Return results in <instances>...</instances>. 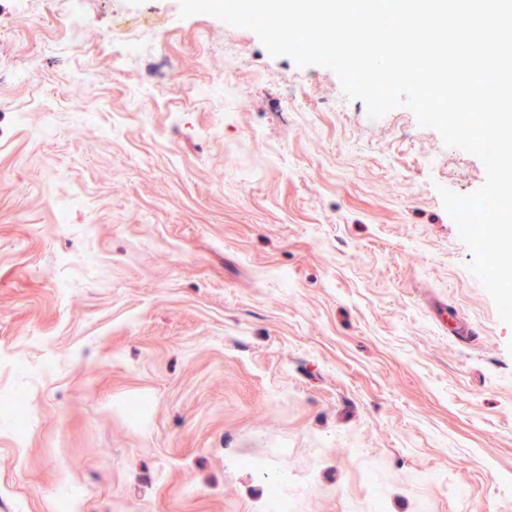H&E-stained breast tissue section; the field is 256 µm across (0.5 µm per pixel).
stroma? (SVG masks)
<instances>
[{"mask_svg":"<svg viewBox=\"0 0 512 512\" xmlns=\"http://www.w3.org/2000/svg\"><path fill=\"white\" fill-rule=\"evenodd\" d=\"M86 10L59 52L55 0H0V512H512V326L439 194L483 162L180 0ZM228 35L240 97L194 101ZM136 29L137 27H117L112 30V42H118L124 46V58L135 57L143 49V43ZM447 314H448V329L454 337L461 339H468L469 336H475L476 332L471 326L470 322L460 313H451L446 310L445 307L440 306L435 308V316L437 322L441 327L447 325Z\"/></svg>","mask_w":512,"mask_h":512,"instance_id":"35a3bbf8","label":"stroma"}]
</instances>
